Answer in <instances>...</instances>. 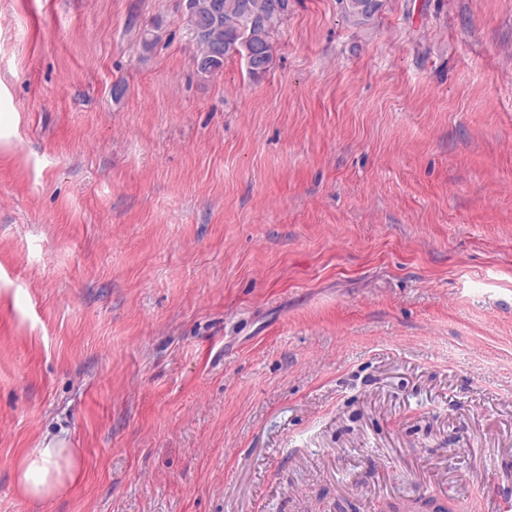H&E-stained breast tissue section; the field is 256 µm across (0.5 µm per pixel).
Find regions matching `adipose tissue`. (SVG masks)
<instances>
[{
    "label": "adipose tissue",
    "instance_id": "obj_1",
    "mask_svg": "<svg viewBox=\"0 0 512 512\" xmlns=\"http://www.w3.org/2000/svg\"><path fill=\"white\" fill-rule=\"evenodd\" d=\"M82 475L78 451L53 437L32 449L15 468V485L31 501H47L66 493Z\"/></svg>",
    "mask_w": 512,
    "mask_h": 512
}]
</instances>
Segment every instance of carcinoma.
Returning <instances> with one entry per match:
<instances>
[{
    "instance_id": "obj_1",
    "label": "carcinoma",
    "mask_w": 512,
    "mask_h": 512,
    "mask_svg": "<svg viewBox=\"0 0 512 512\" xmlns=\"http://www.w3.org/2000/svg\"><path fill=\"white\" fill-rule=\"evenodd\" d=\"M215 0H188L186 31L196 47L193 61H208L197 69L213 76L224 69L227 59L239 57L250 77L260 79L270 70L271 42L275 23L288 16L290 0H221L220 15L213 14ZM343 14L360 24L371 23L378 15L381 0H338Z\"/></svg>"
}]
</instances>
